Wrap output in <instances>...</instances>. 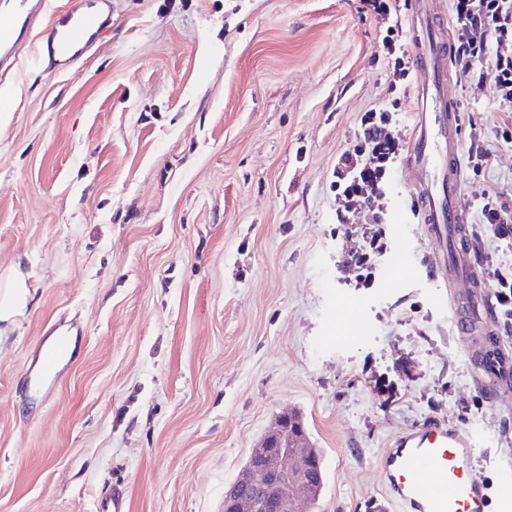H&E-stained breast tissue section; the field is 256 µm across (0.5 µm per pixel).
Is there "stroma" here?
<instances>
[{"label": "stroma", "mask_w": 512, "mask_h": 512, "mask_svg": "<svg viewBox=\"0 0 512 512\" xmlns=\"http://www.w3.org/2000/svg\"><path fill=\"white\" fill-rule=\"evenodd\" d=\"M359 0H112L81 65L33 53L0 78V277L31 291L0 337V512H221L276 415L322 454L312 512H402L378 456L436 420L469 431L474 474L512 464V391L480 394L437 249L395 163L369 287L336 221V162L389 104L388 23ZM494 138L488 86L455 75ZM512 189V147L465 171L472 205ZM414 265L401 276L395 260ZM82 332L48 402L22 397L53 325Z\"/></svg>", "instance_id": "1"}]
</instances>
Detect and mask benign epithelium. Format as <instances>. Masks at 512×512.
I'll use <instances>...</instances> for the list:
<instances>
[{"mask_svg": "<svg viewBox=\"0 0 512 512\" xmlns=\"http://www.w3.org/2000/svg\"><path fill=\"white\" fill-rule=\"evenodd\" d=\"M321 489L318 450L309 445L297 415H282L224 489V512H302Z\"/></svg>", "mask_w": 512, "mask_h": 512, "instance_id": "obj_1", "label": "benign epithelium"}]
</instances>
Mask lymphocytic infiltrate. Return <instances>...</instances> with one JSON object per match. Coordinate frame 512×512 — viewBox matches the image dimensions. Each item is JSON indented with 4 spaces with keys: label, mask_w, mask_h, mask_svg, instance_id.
<instances>
[{
    "label": "lymphocytic infiltrate",
    "mask_w": 512,
    "mask_h": 512,
    "mask_svg": "<svg viewBox=\"0 0 512 512\" xmlns=\"http://www.w3.org/2000/svg\"><path fill=\"white\" fill-rule=\"evenodd\" d=\"M449 13L454 66L463 76L488 84L499 113L494 140L474 129L468 135V166L482 172L492 167L500 146L512 145V0H449ZM382 44L389 55V90L407 91L409 52L401 28L388 27ZM392 123L385 108L374 107L361 115L358 135L336 163L338 221L357 212L365 223H382L375 205L402 143ZM475 215L477 223L491 227L499 247L512 248V205L502 188L489 186L475 206Z\"/></svg>",
    "instance_id": "1"
}]
</instances>
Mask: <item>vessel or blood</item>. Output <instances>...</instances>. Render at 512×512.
I'll list each match as a JSON object with an SVG mask.
<instances>
[{
	"label": "vessel or blood",
	"instance_id": "1",
	"mask_svg": "<svg viewBox=\"0 0 512 512\" xmlns=\"http://www.w3.org/2000/svg\"><path fill=\"white\" fill-rule=\"evenodd\" d=\"M414 22L412 57L418 79L412 128L406 138L404 168L411 176L415 211L441 243L431 271L448 278L449 287L465 285L466 316L457 317L460 335H472L479 308L487 298L469 257L471 229L462 199L464 176L459 158V113L448 89L453 80L452 40L446 34L444 0H409ZM0 69L17 66L25 45L39 64L56 74L72 69L94 47L112 21V0H74L66 10L49 12L47 0H0ZM71 332L54 328L41 336L29 364L27 397L39 403L53 392L73 361ZM478 392L512 387V358L502 346L481 356ZM474 446L458 428L442 423L419 426L397 436L379 464L388 496L407 512H512V473L504 472L497 488L471 473Z\"/></svg>",
	"mask_w": 512,
	"mask_h": 512
}]
</instances>
